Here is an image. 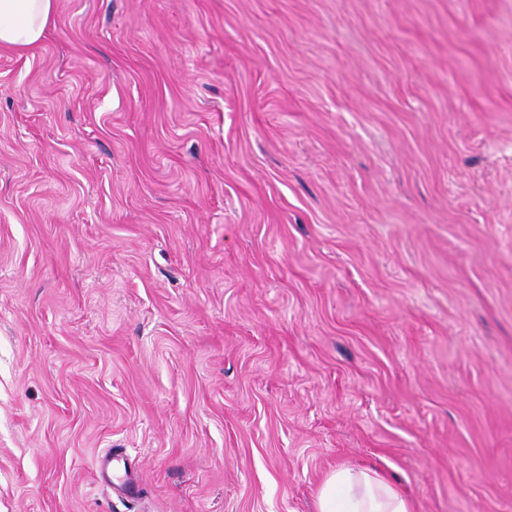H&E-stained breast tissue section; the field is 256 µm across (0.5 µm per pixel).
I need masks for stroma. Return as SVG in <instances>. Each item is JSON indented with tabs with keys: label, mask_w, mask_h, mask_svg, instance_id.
<instances>
[{
	"label": "stroma",
	"mask_w": 512,
	"mask_h": 512,
	"mask_svg": "<svg viewBox=\"0 0 512 512\" xmlns=\"http://www.w3.org/2000/svg\"><path fill=\"white\" fill-rule=\"evenodd\" d=\"M341 466L512 512V0H56L0 48V512ZM92 467L101 482L110 484L113 493H119L125 498H134L140 491V475L137 470L124 469L122 475L113 476L112 456L98 454L93 459Z\"/></svg>",
	"instance_id": "obj_1"
}]
</instances>
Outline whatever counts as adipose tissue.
<instances>
[{
  "mask_svg": "<svg viewBox=\"0 0 512 512\" xmlns=\"http://www.w3.org/2000/svg\"><path fill=\"white\" fill-rule=\"evenodd\" d=\"M54 21V0H0V47L26 52ZM319 512H411L409 501L377 472L339 468L318 492Z\"/></svg>",
  "mask_w": 512,
  "mask_h": 512,
  "instance_id": "ef3b65f1",
  "label": "adipose tissue"
}]
</instances>
